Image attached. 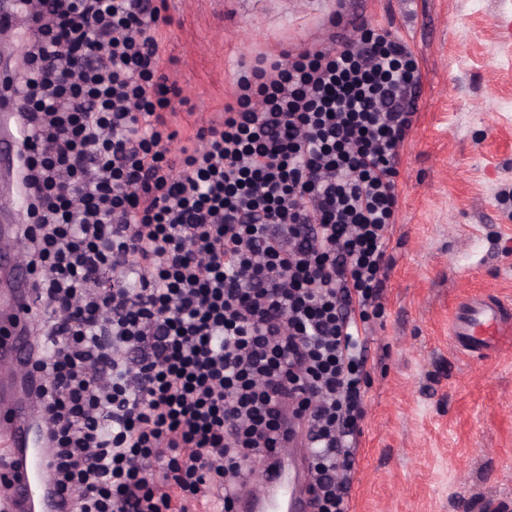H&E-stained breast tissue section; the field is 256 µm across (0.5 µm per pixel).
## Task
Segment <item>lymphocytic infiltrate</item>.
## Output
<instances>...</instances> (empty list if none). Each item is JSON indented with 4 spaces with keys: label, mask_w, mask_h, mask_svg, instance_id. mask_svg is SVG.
Returning <instances> with one entry per match:
<instances>
[{
    "label": "lymphocytic infiltrate",
    "mask_w": 512,
    "mask_h": 512,
    "mask_svg": "<svg viewBox=\"0 0 512 512\" xmlns=\"http://www.w3.org/2000/svg\"><path fill=\"white\" fill-rule=\"evenodd\" d=\"M19 10L6 88L53 487L71 512H185L213 489L232 512L253 460L299 442L312 512H348L415 54L372 30L264 53L181 130L166 0ZM5 43V48L7 50V53L10 55V61L3 53L2 56V48L0 47V65L2 68H7L10 64L11 68L10 70H13L14 67L15 71L19 70L23 66V59H22V46L20 42V34L16 33L10 38H6V40L2 39Z\"/></svg>",
    "instance_id": "obj_1"
}]
</instances>
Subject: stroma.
Masks as SVG:
<instances>
[{
    "label": "stroma",
    "mask_w": 512,
    "mask_h": 512,
    "mask_svg": "<svg viewBox=\"0 0 512 512\" xmlns=\"http://www.w3.org/2000/svg\"><path fill=\"white\" fill-rule=\"evenodd\" d=\"M162 49L197 116L222 113L258 54L387 31L422 73L400 150L398 217L350 512H512V336L449 339L472 296L512 301V0H167Z\"/></svg>",
    "instance_id": "35a3bbf8"
}]
</instances>
